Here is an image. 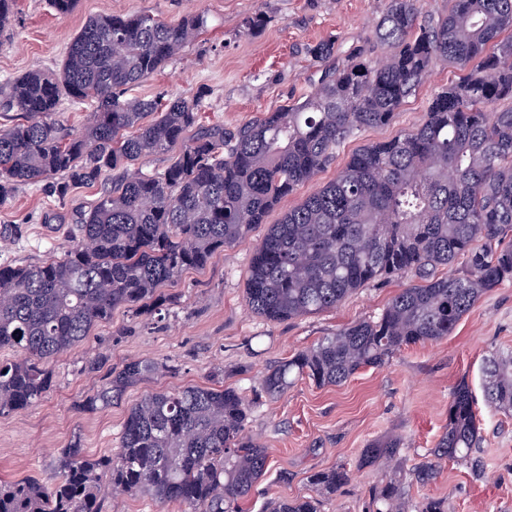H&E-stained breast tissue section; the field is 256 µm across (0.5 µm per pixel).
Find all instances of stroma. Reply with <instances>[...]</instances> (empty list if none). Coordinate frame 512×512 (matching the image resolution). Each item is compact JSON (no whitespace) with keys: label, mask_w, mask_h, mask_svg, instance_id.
Here are the masks:
<instances>
[{"label":"stroma","mask_w":512,"mask_h":512,"mask_svg":"<svg viewBox=\"0 0 512 512\" xmlns=\"http://www.w3.org/2000/svg\"><path fill=\"white\" fill-rule=\"evenodd\" d=\"M383 9L384 0H79L61 16L49 0H16L11 24L0 34V81L34 67L57 70L68 43L91 17L149 13L177 24L201 13L206 26L197 38L131 94L199 95L201 124L234 127L303 97L320 75L311 47L334 40L336 63L368 48ZM255 16L264 18V26L247 31L246 21ZM462 75L458 66L438 62L391 123L344 141L334 161L298 185L265 225L168 286L175 306L136 319L115 310L80 345L56 357L50 364L52 390L32 406L0 415V478L55 480L57 458L76 438L88 457L114 453L127 411L142 396L209 386L220 373L225 386L250 401L246 434L269 456L268 470L242 501V512H268L274 501L312 496L319 498L321 512H372L371 486L384 476L402 478L425 461L448 423L451 393L464 381L476 401L482 441L474 454L481 470L441 463L429 483L406 485L399 507L415 512L417 501L430 496L446 499L448 512H512V415L485 401L482 376L487 356L512 351V280L483 294L444 339L402 349L384 366L360 369L338 386L300 378L277 397L261 391L270 367L351 322L378 316L417 279L382 278L334 309L281 322L254 315L245 301L250 259L266 224L277 223L284 211L332 181L365 145L423 124L434 95ZM111 183L107 174L97 184L70 187L64 197L48 187H17L0 204V225L13 228L11 236L0 238V263L61 256L75 232L77 209L90 206ZM100 352L115 367L150 359L160 369L121 403L85 413L80 406L101 377L83 367ZM390 439L401 445L385 467L361 466L364 448ZM337 466L351 472L350 482L333 493H316L310 475Z\"/></svg>","instance_id":"stroma-1"}]
</instances>
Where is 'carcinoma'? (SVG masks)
Wrapping results in <instances>:
<instances>
[{"label": "carcinoma", "instance_id": "obj_1", "mask_svg": "<svg viewBox=\"0 0 512 512\" xmlns=\"http://www.w3.org/2000/svg\"><path fill=\"white\" fill-rule=\"evenodd\" d=\"M448 12L422 14L421 0H385L374 37L388 48L358 52L322 70L302 100L241 125L202 126L199 96L165 102L127 98L205 27L203 15L177 25L148 14L89 18L59 70L26 72L0 85V112L24 122L0 128V204L20 183L64 195L112 173L93 207L78 212L73 244L57 258L0 263V414L25 409L52 387L51 359L82 343L124 308L134 317L174 303L162 291L240 243L294 188L315 176L347 138L391 122L439 61L470 70L432 99L426 121L355 153L336 178L267 226L253 253L246 288L252 312L278 322L336 307L376 279L411 274L375 320L351 323L281 361L264 376L274 397L297 378L337 386L380 367L404 348L453 333L488 289L512 279V0H449ZM95 105L73 134L42 116L63 99ZM178 154L161 170L142 160ZM463 260L458 272L437 275ZM106 371L82 404L97 411L158 371L151 360ZM486 401L512 412V352L484 362ZM249 404L232 387L190 386L148 394L124 421L115 454L88 458L80 437L62 450L60 480H0V512H102L101 486L147 493L190 512H239L265 475L267 450L246 438ZM480 444L467 383L453 392L448 425L431 459L405 474L425 484L443 461L468 465ZM395 440L363 451L379 466ZM319 491L350 479L343 467L310 476ZM400 480L372 490L374 512H396ZM271 512H318L317 499L274 503Z\"/></svg>", "mask_w": 512, "mask_h": 512}]
</instances>
